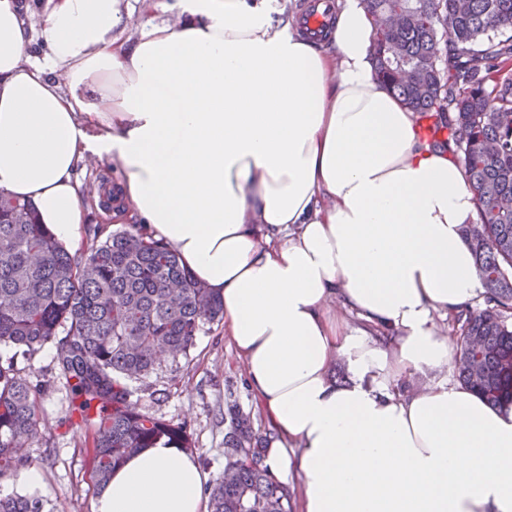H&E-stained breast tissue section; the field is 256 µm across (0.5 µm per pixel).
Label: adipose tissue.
<instances>
[{
  "mask_svg": "<svg viewBox=\"0 0 512 512\" xmlns=\"http://www.w3.org/2000/svg\"><path fill=\"white\" fill-rule=\"evenodd\" d=\"M28 10L0 0V190L63 243L92 206L78 165H120L110 215L222 299L258 407L299 444L266 463L298 465L301 512H512V413L444 381L400 387L447 366L435 317L477 295L461 235L476 206L376 79L364 0H345L328 49L267 0H183L131 43L119 0H46L40 60ZM206 481L160 442L92 512H207Z\"/></svg>",
  "mask_w": 512,
  "mask_h": 512,
  "instance_id": "obj_1",
  "label": "adipose tissue"
}]
</instances>
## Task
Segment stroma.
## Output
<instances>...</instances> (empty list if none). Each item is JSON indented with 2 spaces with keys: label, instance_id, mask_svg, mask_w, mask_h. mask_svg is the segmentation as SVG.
Wrapping results in <instances>:
<instances>
[{
  "label": "stroma",
  "instance_id": "obj_1",
  "mask_svg": "<svg viewBox=\"0 0 512 512\" xmlns=\"http://www.w3.org/2000/svg\"><path fill=\"white\" fill-rule=\"evenodd\" d=\"M126 25L122 37L135 41L147 22H176L178 0H120ZM55 349L46 345L17 366L31 383L41 384L38 433L21 455L38 469L44 489V512H92L98 494L90 479L87 460L92 433L71 413L70 395L55 376ZM140 404L150 413L187 427L202 470L216 478L224 469V437L230 421L224 416L226 398H233L250 413L254 430L268 440L277 433L257 407L223 322L205 325L187 361L164 368L140 390Z\"/></svg>",
  "mask_w": 512,
  "mask_h": 512
}]
</instances>
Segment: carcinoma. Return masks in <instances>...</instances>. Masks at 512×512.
Wrapping results in <instances>:
<instances>
[{
	"mask_svg": "<svg viewBox=\"0 0 512 512\" xmlns=\"http://www.w3.org/2000/svg\"><path fill=\"white\" fill-rule=\"evenodd\" d=\"M373 18V66L411 112L431 121L429 143L454 147L477 205L463 235L485 306L454 316L462 336L459 381L492 407L512 411V0H366ZM510 35H505V32ZM87 256L65 249L34 206L0 191V347L30 357L55 346L58 379L93 432L90 477L104 486L128 456L159 441L191 450L184 427L142 409L131 382L164 361L188 358L224 304L182 268L169 244L127 224L85 229ZM41 389L17 359L0 360V476L23 463L18 450L38 432ZM233 420L224 471L208 512H293L292 495L265 464L267 439L250 415ZM0 512H43L30 498H1Z\"/></svg>",
	"mask_w": 512,
	"mask_h": 512,
	"instance_id": "obj_1",
	"label": "carcinoma"
}]
</instances>
